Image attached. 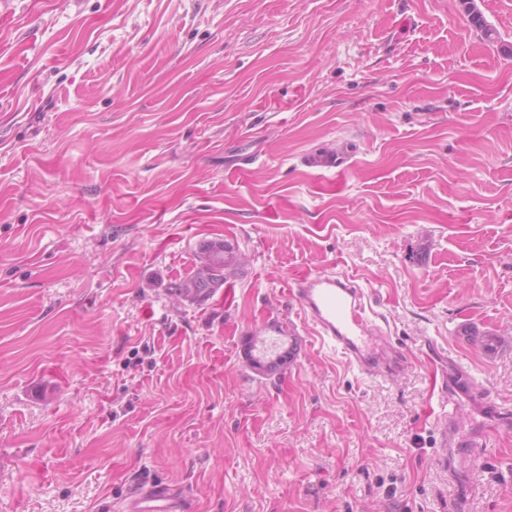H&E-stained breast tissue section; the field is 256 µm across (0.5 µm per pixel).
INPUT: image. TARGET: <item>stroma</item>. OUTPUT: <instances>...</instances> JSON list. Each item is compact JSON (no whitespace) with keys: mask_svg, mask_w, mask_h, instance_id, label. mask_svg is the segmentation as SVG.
I'll return each instance as SVG.
<instances>
[{"mask_svg":"<svg viewBox=\"0 0 512 512\" xmlns=\"http://www.w3.org/2000/svg\"><path fill=\"white\" fill-rule=\"evenodd\" d=\"M28 3L0 0V512H120L134 474L194 512H512V0H476L495 42L462 0ZM204 238L247 262L174 305ZM332 269L406 364L302 332L256 375L237 337Z\"/></svg>","mask_w":512,"mask_h":512,"instance_id":"stroma-1","label":"stroma"}]
</instances>
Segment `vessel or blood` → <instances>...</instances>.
Instances as JSON below:
<instances>
[{
  "label": "vessel or blood",
  "instance_id": "1",
  "mask_svg": "<svg viewBox=\"0 0 512 512\" xmlns=\"http://www.w3.org/2000/svg\"><path fill=\"white\" fill-rule=\"evenodd\" d=\"M291 293L303 323L359 372L373 376L398 369L401 357L383 344L381 330L368 319L364 292L354 275L306 273L295 280ZM125 512H190V502L170 485L147 483L127 498Z\"/></svg>",
  "mask_w": 512,
  "mask_h": 512
}]
</instances>
